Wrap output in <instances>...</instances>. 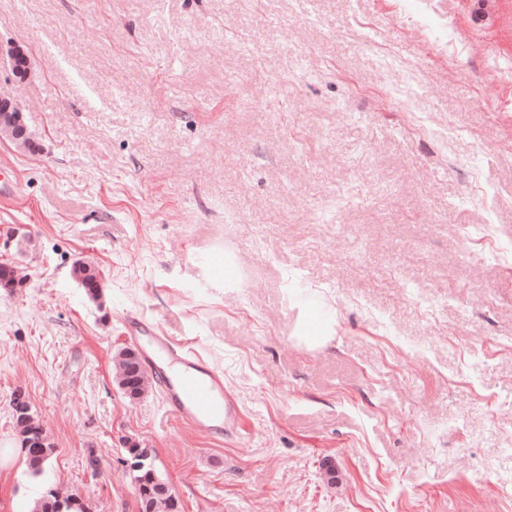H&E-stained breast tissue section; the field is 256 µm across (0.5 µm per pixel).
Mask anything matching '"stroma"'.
Segmentation results:
<instances>
[{"mask_svg":"<svg viewBox=\"0 0 512 512\" xmlns=\"http://www.w3.org/2000/svg\"><path fill=\"white\" fill-rule=\"evenodd\" d=\"M0 97L34 141L0 139V512H137L132 442L183 512H512V0H0ZM156 329L235 437L124 398ZM8 58L15 76L20 80H26L31 73L30 57L27 50L19 44H14L8 51ZM13 407L21 427L26 429L27 436L29 437L26 443V448H23L24 450H28L29 447L40 443V432L43 431V429L31 414L30 405L22 394H17L14 397Z\"/></svg>","mask_w":512,"mask_h":512,"instance_id":"1","label":"stroma"}]
</instances>
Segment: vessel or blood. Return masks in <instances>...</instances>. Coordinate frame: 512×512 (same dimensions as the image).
I'll list each match as a JSON object with an SVG mask.
<instances>
[{"label":"vessel or blood","mask_w":512,"mask_h":512,"mask_svg":"<svg viewBox=\"0 0 512 512\" xmlns=\"http://www.w3.org/2000/svg\"><path fill=\"white\" fill-rule=\"evenodd\" d=\"M151 352L147 365L164 358L174 371L160 387L170 410L184 424L201 435L228 436L240 428L241 410L224 387V377L201 356L190 353L164 332L149 338Z\"/></svg>","instance_id":"obj_1"}]
</instances>
